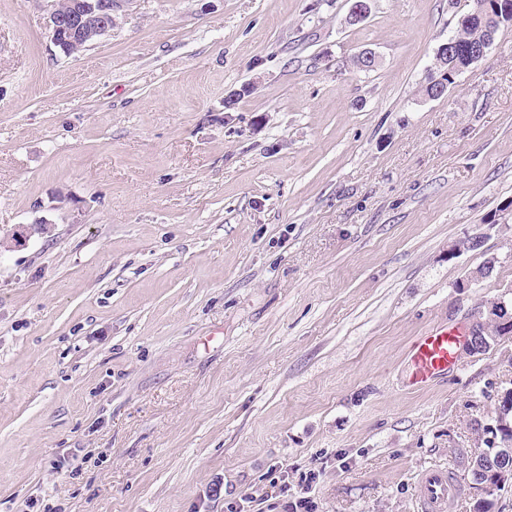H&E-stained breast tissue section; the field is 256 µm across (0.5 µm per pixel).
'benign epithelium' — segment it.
<instances>
[{
    "label": "benign epithelium",
    "instance_id": "obj_1",
    "mask_svg": "<svg viewBox=\"0 0 512 512\" xmlns=\"http://www.w3.org/2000/svg\"><path fill=\"white\" fill-rule=\"evenodd\" d=\"M125 0H72L71 11L64 18L58 11H52L50 15V28L52 39L58 47L63 43H87L91 42L112 30L114 24V11L116 5ZM512 310V299L502 296L485 303L475 315L468 327L465 350L471 354L484 353L491 349L497 338L491 339L482 335V330L489 324L501 321V315ZM509 409L498 412L497 416L477 433V441L486 445L483 452H495L499 459H507L512 456V447L498 445L496 434L499 430L509 426ZM512 486V466L503 465L494 471L491 481L478 485L482 499L491 502L497 492Z\"/></svg>",
    "mask_w": 512,
    "mask_h": 512
}]
</instances>
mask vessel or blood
<instances>
[{
	"instance_id": "obj_1",
	"label": "vessel or blood",
	"mask_w": 512,
	"mask_h": 512,
	"mask_svg": "<svg viewBox=\"0 0 512 512\" xmlns=\"http://www.w3.org/2000/svg\"><path fill=\"white\" fill-rule=\"evenodd\" d=\"M465 336L460 328L439 326L417 337L409 351L408 386L423 387L447 375L458 364ZM460 485L458 475L450 468L432 466L422 470L418 477L420 512H445Z\"/></svg>"
}]
</instances>
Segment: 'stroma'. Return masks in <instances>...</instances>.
<instances>
[{
    "label": "stroma",
    "mask_w": 512,
    "mask_h": 512,
    "mask_svg": "<svg viewBox=\"0 0 512 512\" xmlns=\"http://www.w3.org/2000/svg\"><path fill=\"white\" fill-rule=\"evenodd\" d=\"M57 2L0 0V512H417L512 388V334L406 385L512 290V26L430 99L473 0H130L73 54ZM512 315V296H501L485 303L475 315L468 327V332L458 327H435L418 336L409 351L410 370L407 375L409 387H423L448 375V371L458 365L461 347L471 354L484 353L491 349L500 336L512 333L509 329L490 338L482 335V330L489 324L501 321L499 316ZM466 336V340H465ZM490 339V340H489ZM465 342V343H464Z\"/></svg>",
    "instance_id": "1"
}]
</instances>
